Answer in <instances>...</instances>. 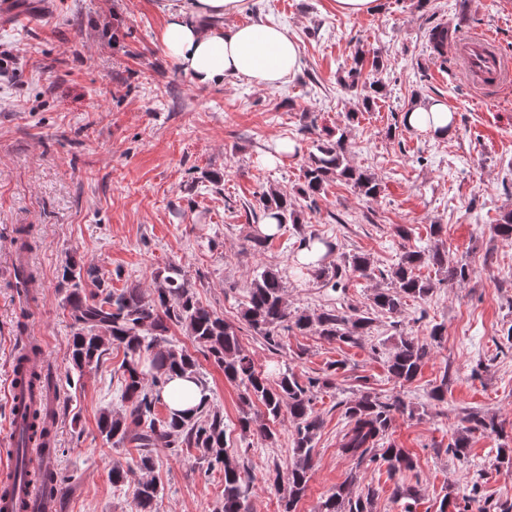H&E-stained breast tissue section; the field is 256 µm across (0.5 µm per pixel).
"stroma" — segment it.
Listing matches in <instances>:
<instances>
[{"mask_svg": "<svg viewBox=\"0 0 512 512\" xmlns=\"http://www.w3.org/2000/svg\"><path fill=\"white\" fill-rule=\"evenodd\" d=\"M21 2L0 9V473L13 461L6 397L13 355L37 336L58 395L55 467L72 477L60 490V512H136L138 452L112 447L98 429L103 412L123 409V351L112 348L81 375L70 362L73 328L59 274L77 256L119 289L149 288L159 270L176 263L199 301L237 329L259 368L332 374L334 387L314 401L322 424L297 512H313L354 470L377 489L375 512H404L393 497L398 484L420 487L414 512H439L443 497L461 492L476 472L484 498L512 501V466L498 461L496 437L473 434L465 463L447 452L466 410L496 417L512 432V241L493 233L512 210V84L480 92L453 54L432 58L427 39L436 25L452 29L455 42L489 31L512 54V0H430L423 9L413 0H379L377 11L358 16L337 13L333 0H251L245 21L286 26L300 48L299 69L274 89L235 78L193 84L156 39L162 17L155 0ZM359 49L383 57L378 78L385 90L350 126L345 115L360 98L343 78ZM416 98L447 104L451 137L396 127ZM338 129L347 135L351 163L380 180V196L333 181L317 209L302 198L297 208L309 232L335 243L328 263L353 253L372 260L376 278L350 276L346 304L369 307L383 273L408 250L446 247L471 275L400 313L377 316L362 346L288 332L274 350L241 318L246 289L254 270L291 265L297 243L287 231L254 246L258 226L249 210L268 187L295 193L310 152ZM280 141L294 143L296 153L280 165L262 164L261 155ZM213 172L222 174L220 184L209 182ZM21 224L31 227L27 261L37 274L26 293L14 277V229ZM433 224L443 227L436 239ZM400 225L408 235L397 233ZM332 297L311 275L287 277L290 311L314 310ZM436 325L445 332L434 342ZM403 335L428 344L430 357L417 380L401 386L384 358ZM338 360L342 369L330 372ZM199 363L224 415L228 452L250 468L248 512H278V494L265 478L294 461L288 417L273 422L274 440L243 433L241 417L264 418V407L243 405L240 386L213 360ZM441 384L447 393L438 402L430 392ZM366 391L400 395L415 408V418L397 417L388 435L414 457L415 470L392 478L386 468L359 469L341 454L343 404ZM117 464L130 470L118 486L111 479ZM153 476L163 488L154 512H218L224 478L206 472L198 451L159 449Z\"/></svg>", "mask_w": 512, "mask_h": 512, "instance_id": "35a3bbf8", "label": "stroma"}]
</instances>
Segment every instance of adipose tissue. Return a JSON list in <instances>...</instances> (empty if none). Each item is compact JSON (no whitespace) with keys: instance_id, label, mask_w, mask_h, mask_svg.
I'll return each mask as SVG.
<instances>
[{"instance_id":"obj_1","label":"adipose tissue","mask_w":512,"mask_h":512,"mask_svg":"<svg viewBox=\"0 0 512 512\" xmlns=\"http://www.w3.org/2000/svg\"><path fill=\"white\" fill-rule=\"evenodd\" d=\"M250 0H157L164 22L157 39L196 85L235 77L259 88L279 86L298 66L300 51L287 27L239 23ZM410 129L438 139L452 135L447 106L431 100L407 116Z\"/></svg>"}]
</instances>
